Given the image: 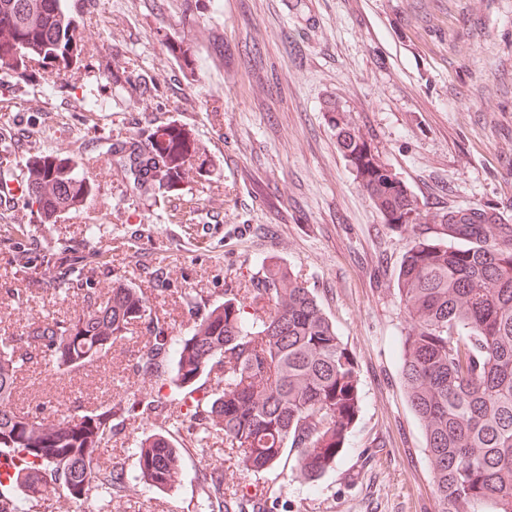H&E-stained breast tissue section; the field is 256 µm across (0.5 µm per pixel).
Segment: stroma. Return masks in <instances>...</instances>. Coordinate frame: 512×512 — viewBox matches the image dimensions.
Returning a JSON list of instances; mask_svg holds the SVG:
<instances>
[{"instance_id":"stroma-1","label":"stroma","mask_w":512,"mask_h":512,"mask_svg":"<svg viewBox=\"0 0 512 512\" xmlns=\"http://www.w3.org/2000/svg\"><path fill=\"white\" fill-rule=\"evenodd\" d=\"M81 41L76 64L47 80L0 69V179L39 159L83 168L94 185L82 206L39 223L25 198L0 199L15 242L77 249L105 267L89 284L105 295L143 289L174 336L191 334L190 303L223 302L250 285L262 259L287 263L317 297L360 373L361 412L334 470L314 483L292 464L226 481L262 489L267 512H439L423 428L401 381L407 326L397 272L413 238H433L443 212L482 206L512 224V0H63ZM65 117L43 131L44 94ZM352 127L407 185L420 218L394 230L360 188L336 144L329 111ZM177 127L190 147L174 186L136 184L115 149ZM96 235L85 239V225ZM83 293L25 299L0 334L74 316ZM139 331L107 357L17 379V407L54 424L70 414L158 393L132 369ZM139 417L104 443L127 486L113 501L72 502L49 492L46 512H209L207 459L183 426L173 487L138 477Z\"/></svg>"}]
</instances>
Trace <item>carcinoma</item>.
<instances>
[{
  "label": "carcinoma",
  "instance_id": "carcinoma-1",
  "mask_svg": "<svg viewBox=\"0 0 512 512\" xmlns=\"http://www.w3.org/2000/svg\"><path fill=\"white\" fill-rule=\"evenodd\" d=\"M73 20L63 0H0V68L23 77L37 59L58 68L77 58ZM166 141L125 153L143 182L168 183L188 152L171 128ZM336 143L384 223L408 227L419 219L402 183L341 117ZM49 185L58 210L92 183L77 167L44 165L28 192L42 209ZM13 276L28 298L79 289L99 269L59 254L25 248L12 254ZM251 287L206 308L193 303L191 335L173 340L166 317L151 311L146 293L114 288L84 296L75 317H49L0 336V448L19 457V493L0 485V512H40L52 486L76 500L125 491L114 467L94 462L112 433V408L67 416L53 427L15 406L18 371L77 368L105 357L129 327L143 333L135 370L180 390L181 398L147 402L167 428L137 441V466L148 486L166 489L180 474L168 429L196 420L204 438L220 439L243 471L259 473L294 456L314 481L336 465L360 410L354 355L311 289L279 261L263 262ZM408 317L401 341V376L426 437L441 512H512V225L485 207L450 209L436 239L415 240L398 273ZM210 378L201 397L197 380ZM206 498L223 512L260 510V500L224 482L216 463L204 475Z\"/></svg>",
  "mask_w": 512,
  "mask_h": 512
}]
</instances>
